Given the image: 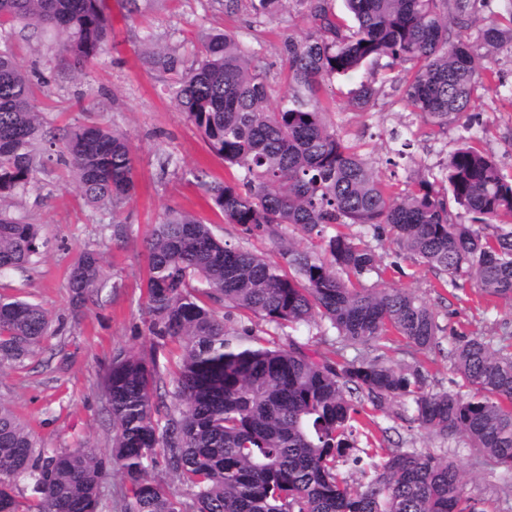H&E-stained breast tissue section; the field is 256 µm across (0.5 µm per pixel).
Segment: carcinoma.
<instances>
[{
    "instance_id": "obj_1",
    "label": "carcinoma",
    "mask_w": 512,
    "mask_h": 512,
    "mask_svg": "<svg viewBox=\"0 0 512 512\" xmlns=\"http://www.w3.org/2000/svg\"><path fill=\"white\" fill-rule=\"evenodd\" d=\"M248 2L257 24L292 3L309 23L284 42L288 93L277 103L263 54L235 34L210 33L188 64L148 33L143 60L169 75L180 111L232 169L224 180L197 177L210 208L268 239L282 261L222 242L194 214L167 209L146 241V323L154 349L168 351L169 376L154 358L113 356L102 384L113 430L104 455L41 447L0 402V512H99L109 470L128 486L121 512H487L466 493L455 462L429 452H389L365 482L350 484L338 463L368 417L355 397L375 410L405 398L422 428L463 439L512 474V333L497 348L456 338L457 389L430 390L424 367L403 369L383 351L393 334L417 351L436 347L435 315L415 294L381 286L395 263L365 241H390L446 286L469 278L485 296L512 301V169L478 146L469 114L478 88L504 87L495 64L512 47V0L485 21L478 46L467 31L486 0H346L350 24L331 0ZM29 27L56 32L57 56L74 74L98 61L112 32L107 0H0V274L31 272L47 247L39 225L1 207L39 170L64 161L84 201L111 214L117 242L128 236L121 209L135 190L124 134L95 121L45 129L12 46L16 29ZM407 62L417 65L405 80L407 107L436 135L453 123L462 133L438 172L416 170L395 191L336 134L321 91L369 65ZM387 82L364 77L354 105H374ZM450 201L470 223L452 221ZM294 231L320 248L299 247ZM101 282L102 257L83 251L69 288L89 298ZM235 312L281 331L324 326L376 355L339 364L291 336L252 345L253 329L234 324ZM48 335L45 309L0 295L1 371L24 367ZM158 465L187 499L155 481ZM22 481L30 486L24 500Z\"/></svg>"
}]
</instances>
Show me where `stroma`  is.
Returning a JSON list of instances; mask_svg holds the SVG:
<instances>
[{"label": "stroma", "mask_w": 512, "mask_h": 512, "mask_svg": "<svg viewBox=\"0 0 512 512\" xmlns=\"http://www.w3.org/2000/svg\"><path fill=\"white\" fill-rule=\"evenodd\" d=\"M109 5L112 34L106 51L94 67L76 78L57 76L62 64L55 53L54 31L29 29L14 39L18 62L38 85L48 129L88 118L104 122L127 135L136 168V193L122 213L130 232L121 244L112 241L109 215L84 204L63 164L52 163L25 191L7 201L11 212L40 225L48 241L36 270L26 278L10 276L7 283L41 305L57 332L43 342L25 368L0 373V401L28 422L46 447L60 450L81 443L102 452L111 448L112 417L101 383L117 350L153 354L160 366L168 364L167 353L154 352L147 332L144 286L145 241L167 208L183 209L212 223L215 234L227 243L261 252L271 248L241 226L224 223L206 204L195 172H204L210 179L227 178L229 172L167 93L166 76L144 63L137 50L138 36L152 33L190 61L206 33L214 29L234 33L261 49L269 65L272 96L277 99L288 89L282 43L307 27L295 5L260 26L248 11L227 15L210 0H153L149 8L134 14L126 0H109ZM406 71L403 65L390 71L392 85L366 110L351 103L355 81L335 80L325 92L330 102L327 120L337 134L372 162L383 180L397 184L419 167L438 169L459 137L454 126L446 135H432L430 126L410 112L400 81ZM474 112L483 149L512 167V99L481 93ZM395 131L407 139L408 147L393 166L389 160L395 158L398 147L391 138ZM167 155L173 163L164 172L158 160ZM87 249L104 254L103 288L94 301L76 297L67 281L71 263ZM379 252L385 261L394 260L400 266L399 272L386 278V287L413 292L435 313L441 328L439 347L419 352L400 341L389 350V357L405 368L424 365L431 389H453L449 355L453 335L497 338L504 328H512V304L485 297L470 279L461 280L456 289L439 288L433 271L395 255L390 242H383ZM412 449L454 458L469 496L490 506L512 500V475L484 462L462 439L445 440L420 428L400 399L376 413L368 432L356 435L352 453L361 463L341 466L340 472L357 484L374 454Z\"/></svg>", "instance_id": "obj_1"}]
</instances>
